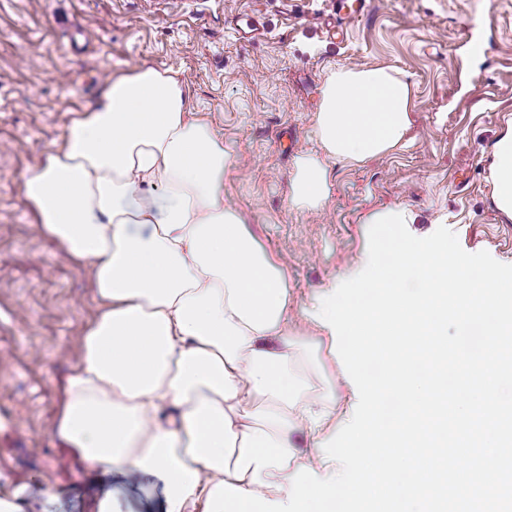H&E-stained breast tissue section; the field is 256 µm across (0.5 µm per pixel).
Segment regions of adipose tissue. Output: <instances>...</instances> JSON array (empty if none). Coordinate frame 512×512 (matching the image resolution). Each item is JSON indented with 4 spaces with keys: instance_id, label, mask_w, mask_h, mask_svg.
Instances as JSON below:
<instances>
[{
    "instance_id": "1",
    "label": "adipose tissue",
    "mask_w": 512,
    "mask_h": 512,
    "mask_svg": "<svg viewBox=\"0 0 512 512\" xmlns=\"http://www.w3.org/2000/svg\"><path fill=\"white\" fill-rule=\"evenodd\" d=\"M411 94L384 67L331 71L315 114L321 150L298 160L293 204L323 207L328 162L405 146ZM229 162L180 74L138 67L111 78L22 176L40 234L88 275L100 309L53 434L104 483L158 474L165 512H197L222 481L283 501L299 467L343 470L295 449V434L320 442L351 412L319 392L320 372L291 334L285 264L224 204ZM489 177L512 220V126L492 147Z\"/></svg>"
}]
</instances>
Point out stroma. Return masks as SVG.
Returning a JSON list of instances; mask_svg holds the SVG:
<instances>
[{
    "label": "stroma",
    "mask_w": 512,
    "mask_h": 512,
    "mask_svg": "<svg viewBox=\"0 0 512 512\" xmlns=\"http://www.w3.org/2000/svg\"><path fill=\"white\" fill-rule=\"evenodd\" d=\"M335 23L334 0H0V485L25 487L37 512H91L99 489L50 431L97 306L87 275L36 233L21 176L108 77L148 66L187 80L232 154L225 201L287 258L294 334L319 289L358 265L376 210L405 207L414 236L441 223L465 251L512 264V220L489 180V150L512 125V0H364L345 36ZM468 32L486 54L468 52ZM346 66L407 79L411 142L330 162L314 215L292 205L291 179L318 149L322 82ZM111 487L115 512H163L156 476L116 475Z\"/></svg>",
    "instance_id": "35a3bbf8"
}]
</instances>
